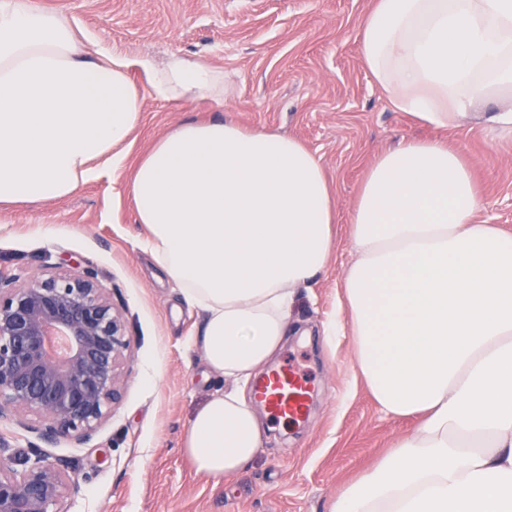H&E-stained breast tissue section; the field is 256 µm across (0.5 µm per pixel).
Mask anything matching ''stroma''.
Masks as SVG:
<instances>
[{
	"label": "stroma",
	"mask_w": 512,
	"mask_h": 512,
	"mask_svg": "<svg viewBox=\"0 0 512 512\" xmlns=\"http://www.w3.org/2000/svg\"><path fill=\"white\" fill-rule=\"evenodd\" d=\"M60 8L93 40L163 60L197 55L223 68L224 106L146 98L125 160L70 196L0 206V268L40 273L45 262L93 270L123 312L130 348L121 401L92 440L45 442L0 422L11 451L37 446L78 478L64 512H329L331 503L413 420L391 419L356 378L350 336L325 338L343 316L341 282L353 259L350 216L376 155L405 139L442 137L460 149L483 207L481 224L512 232V136L452 127L438 132L393 110L363 66L361 22L373 0H33ZM224 118L249 130L292 136L319 158L336 223L325 272L302 291L290 337L273 360L312 385L308 416L273 421L270 444L247 472L216 482L181 451L194 410L216 388L191 346L202 325L140 242L128 186L152 144L188 121ZM52 235H43V228Z\"/></svg>",
	"instance_id": "stroma-1"
}]
</instances>
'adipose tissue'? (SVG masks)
Returning <instances> with one entry per match:
<instances>
[{
	"label": "adipose tissue",
	"mask_w": 512,
	"mask_h": 512,
	"mask_svg": "<svg viewBox=\"0 0 512 512\" xmlns=\"http://www.w3.org/2000/svg\"><path fill=\"white\" fill-rule=\"evenodd\" d=\"M360 54L395 111L512 134V0H374ZM149 96L220 105L224 71L131 56L65 12L0 0V204L61 199L120 168ZM488 102L497 111H481ZM129 192L144 251L202 313L206 373L225 382L181 442L220 481L259 457L265 428L243 388L328 264L329 186L294 137L215 118L160 137ZM479 205L461 151L440 140L383 151L365 177L345 318L325 333H350L382 413L420 422L330 512H512V233L477 223Z\"/></svg>",
	"instance_id": "1"
}]
</instances>
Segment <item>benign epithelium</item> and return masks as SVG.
<instances>
[{
  "label": "benign epithelium",
  "instance_id": "obj_1",
  "mask_svg": "<svg viewBox=\"0 0 512 512\" xmlns=\"http://www.w3.org/2000/svg\"><path fill=\"white\" fill-rule=\"evenodd\" d=\"M126 324L87 269L20 279L0 270V420L40 439L91 440L122 398ZM0 458V512H64L80 490L63 465L33 450Z\"/></svg>",
  "mask_w": 512,
  "mask_h": 512
}]
</instances>
